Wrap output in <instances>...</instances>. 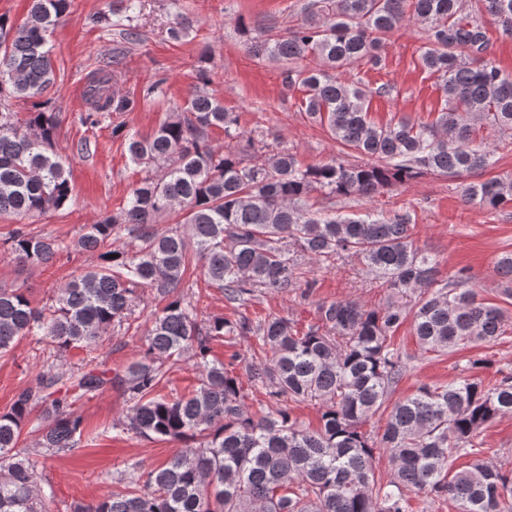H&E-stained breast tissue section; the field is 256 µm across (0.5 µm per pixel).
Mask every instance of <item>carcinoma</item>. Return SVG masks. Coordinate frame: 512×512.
Returning <instances> with one entry per match:
<instances>
[{
	"mask_svg": "<svg viewBox=\"0 0 512 512\" xmlns=\"http://www.w3.org/2000/svg\"><path fill=\"white\" fill-rule=\"evenodd\" d=\"M483 2V12L473 13L469 0H310L300 23L285 31L270 26L261 41L238 21L257 58L321 60L316 70L288 68L285 80L305 89L304 111L366 158L360 164L336 159L304 168L290 150L244 137L238 115L201 88L149 135L112 127L144 177L127 208L85 225L73 243L100 253L102 263L56 288L47 307L33 306L18 288H0V355L26 336H44L65 351L96 345L129 320L141 288L164 306L153 314L143 356L123 372L107 378L51 366L0 413V512H51L38 461L18 449L32 412L46 419L36 447L72 455L84 430L75 399L108 386L133 402L124 430L186 446L163 465L115 479L110 495L74 512H427L412 507L410 493L426 504L450 499L457 512H512L511 472L487 462L455 468L474 453L484 426L512 414V373L493 383H422L388 404L406 371L391 340L408 317L421 350L441 355L499 340L506 311L479 300L461 271L438 278L436 260L413 244L409 213L341 215L303 205L313 191L369 198L391 182L492 166L495 150L474 144L475 133L480 126L512 131V73L491 57L487 25L512 37V0ZM69 7L70 0H32L24 22L0 16V215H43L70 200V169L54 150L58 113L44 98L55 82L48 37ZM407 21L424 24L421 60L437 75L443 106L432 122L378 125L364 108L365 92L339 74L359 61L380 65L383 39ZM87 96L93 111L84 121L92 126L104 112L130 105L104 69L91 74ZM10 99L30 104L25 117L8 108ZM216 129L227 139L222 150L210 141ZM256 147L270 150L268 157L245 162ZM464 200L490 211L511 205L512 174L469 183ZM174 210L184 230H158L156 217ZM123 230L127 244L112 248ZM8 243L23 267L69 249L22 228ZM296 254L355 258L394 300L381 309L323 302L318 323L299 329L281 316L201 320L179 293L194 256L206 286L230 302L243 305L262 289L307 296L315 281L302 279ZM412 294L408 310L400 298ZM249 336L258 339L250 356L236 353L227 365L209 359L213 343ZM184 358L200 369L197 386L184 396L160 395L168 370ZM241 363L245 382L235 373ZM249 387L266 390L269 404L250 410ZM304 401L320 404L315 428L290 407ZM380 411L388 412L386 422L373 435L364 426ZM380 455L392 465L385 481L373 469Z\"/></svg>",
	"mask_w": 512,
	"mask_h": 512,
	"instance_id": "1",
	"label": "carcinoma"
}]
</instances>
